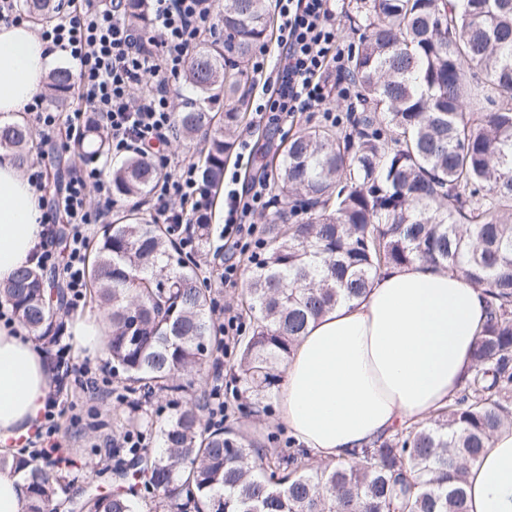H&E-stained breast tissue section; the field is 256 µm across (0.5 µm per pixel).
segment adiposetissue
I'll use <instances>...</instances> for the list:
<instances>
[{
	"instance_id": "1",
	"label": "adipose tissue",
	"mask_w": 512,
	"mask_h": 512,
	"mask_svg": "<svg viewBox=\"0 0 512 512\" xmlns=\"http://www.w3.org/2000/svg\"><path fill=\"white\" fill-rule=\"evenodd\" d=\"M61 52L29 22L0 24V124L22 120ZM39 193L0 159V284L35 267ZM487 318L483 290L420 261L382 270L359 300L311 323L278 394L297 446L351 458L378 438L425 421L456 393ZM45 352L0 323V453H16L40 423L50 388ZM468 512H512V428L497 432L467 475Z\"/></svg>"
}]
</instances>
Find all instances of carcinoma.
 Returning <instances> with one entry per match:
<instances>
[{
    "mask_svg": "<svg viewBox=\"0 0 512 512\" xmlns=\"http://www.w3.org/2000/svg\"><path fill=\"white\" fill-rule=\"evenodd\" d=\"M33 21L55 19L56 0H19ZM357 39L349 76L360 109L343 130L321 124L291 136L262 171L306 220L276 210L266 250L242 299L251 331L233 365L236 394L250 413L269 410L299 336L341 302L360 298L384 268L442 266L484 288L487 321L448 406L425 424L379 438L350 460L286 456L242 428L208 422L209 393L184 399L210 356L224 347L212 321V291L167 225L147 220L139 199L162 171L131 155L112 169V196L130 206L104 224L89 251L90 298L109 323L112 370L125 381L122 426L157 432L160 448L127 449L121 480L164 512H467L466 474L503 426L512 425V0H355L346 14ZM224 39L192 58L186 77L199 102L175 113L176 134L202 133L201 192L213 203L244 115L247 72L269 40L265 0H222ZM73 86L53 73L50 101ZM39 149L26 123L0 125V155L24 167ZM108 150L91 121L72 146L94 161ZM211 215L194 223L210 245ZM52 301L41 269L19 270L0 300L51 353L63 339L64 289ZM139 310L128 317L130 308ZM169 397L170 413L149 409ZM23 479L26 512H141L134 493L78 495L71 481L32 455L0 456ZM279 474L273 482L269 475ZM195 494H182L184 483Z\"/></svg>",
    "mask_w": 512,
    "mask_h": 512,
    "instance_id": "obj_1",
    "label": "carcinoma"
}]
</instances>
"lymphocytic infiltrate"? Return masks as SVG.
I'll return each mask as SVG.
<instances>
[{
	"label": "lymphocytic infiltrate",
	"instance_id": "1",
	"mask_svg": "<svg viewBox=\"0 0 512 512\" xmlns=\"http://www.w3.org/2000/svg\"><path fill=\"white\" fill-rule=\"evenodd\" d=\"M51 25L41 35L64 51L77 70L78 103L65 112L35 106L39 133L79 138L90 117H97L110 141L113 155L137 153L163 168V178L150 193L151 210L167 224L185 253L197 250L192 215L202 209L197 168L187 162L172 166L162 154L175 131L172 85L188 66L201 35L218 30L213 0H147L148 26L129 15L126 0H65ZM282 18L277 41L281 69L266 74L264 58H255L252 79L267 91L255 112L261 121L280 125L302 112L327 110L331 96L349 97V52L336 23L333 0H276ZM334 83H327L328 71ZM100 199L97 208L87 205L89 192ZM67 215L68 260L57 265L54 229H47L38 264L60 269L70 309H78L87 295L86 255L89 238L85 228L108 222L114 201L112 186L103 168L75 169L62 191ZM274 202L268 182H243L231 172L224 182V226L221 239L240 251L254 241L252 216Z\"/></svg>",
	"mask_w": 512,
	"mask_h": 512
}]
</instances>
